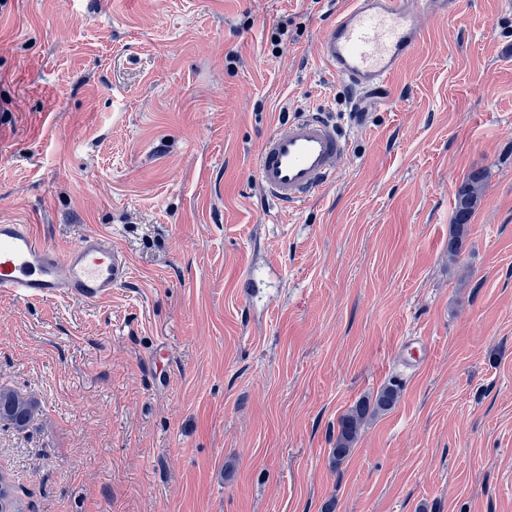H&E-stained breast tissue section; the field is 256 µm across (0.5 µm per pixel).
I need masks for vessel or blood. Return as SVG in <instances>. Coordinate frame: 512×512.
Instances as JSON below:
<instances>
[{
	"mask_svg": "<svg viewBox=\"0 0 512 512\" xmlns=\"http://www.w3.org/2000/svg\"><path fill=\"white\" fill-rule=\"evenodd\" d=\"M457 0H346L317 52L337 79L361 91L385 86L424 36L422 18L448 16ZM348 151L338 125L303 113L263 141L258 180L278 206L298 208L336 177ZM127 254L110 235L89 231L66 251L48 247L30 224L0 223V294L24 301L49 297L98 303L126 283Z\"/></svg>",
	"mask_w": 512,
	"mask_h": 512,
	"instance_id": "obj_1",
	"label": "vessel or blood"
}]
</instances>
